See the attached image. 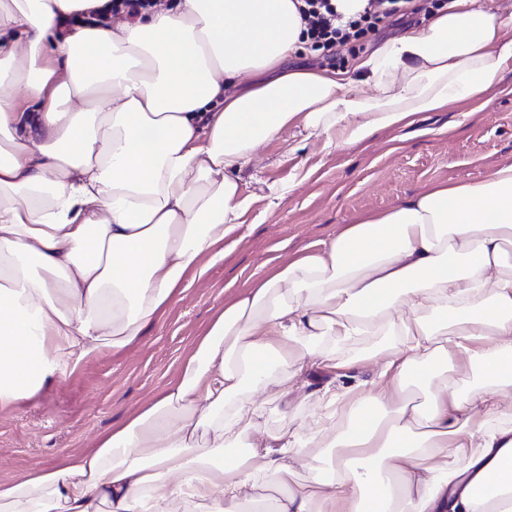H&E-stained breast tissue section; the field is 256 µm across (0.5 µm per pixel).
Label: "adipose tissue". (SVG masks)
<instances>
[{"mask_svg":"<svg viewBox=\"0 0 512 512\" xmlns=\"http://www.w3.org/2000/svg\"><path fill=\"white\" fill-rule=\"evenodd\" d=\"M300 5L173 0L130 20L111 0H0L1 409L132 344L203 256L223 259L260 143L291 131L354 146L485 97L512 68V10L449 0L352 69L290 71ZM356 340L368 348L346 354ZM454 360L479 383L449 380ZM371 361L372 380L324 391L329 418L261 430L258 389L280 398L305 366ZM506 487L512 163L257 278L152 404L97 447L0 482V512H512Z\"/></svg>","mask_w":512,"mask_h":512,"instance_id":"adipose-tissue-1","label":"adipose tissue"}]
</instances>
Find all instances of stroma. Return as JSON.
I'll return each mask as SVG.
<instances>
[{
	"instance_id": "obj_1",
	"label": "stroma",
	"mask_w": 512,
	"mask_h": 512,
	"mask_svg": "<svg viewBox=\"0 0 512 512\" xmlns=\"http://www.w3.org/2000/svg\"><path fill=\"white\" fill-rule=\"evenodd\" d=\"M324 136L283 134L262 143L243 175L251 199L242 227L225 238L223 260L188 281L165 314L122 351L89 357L39 394L0 409V480L44 468L124 422L172 381L225 302L304 247L330 240L358 217L383 212L435 183H460L512 163V70L488 99L424 112L405 128L385 129L352 147ZM306 392L264 405L262 429L287 435L318 418L315 393L330 370L306 368Z\"/></svg>"
}]
</instances>
